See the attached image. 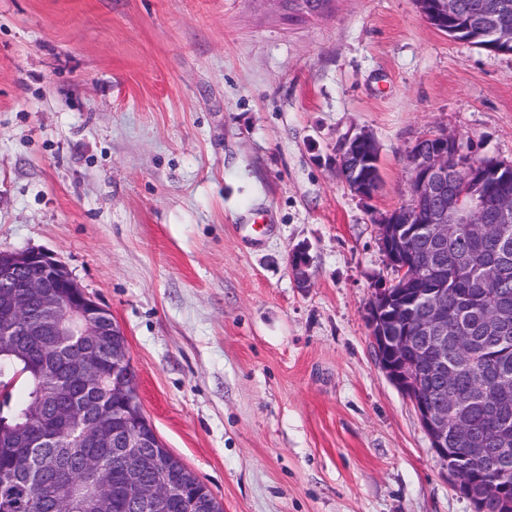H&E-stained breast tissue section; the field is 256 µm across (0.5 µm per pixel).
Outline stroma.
I'll return each mask as SVG.
<instances>
[{
    "label": "stroma",
    "mask_w": 512,
    "mask_h": 512,
    "mask_svg": "<svg viewBox=\"0 0 512 512\" xmlns=\"http://www.w3.org/2000/svg\"><path fill=\"white\" fill-rule=\"evenodd\" d=\"M371 132V199L337 172ZM443 130L512 162V54L414 0H0V249L123 331L145 416L224 512H473L368 323L378 219ZM309 258L299 287L290 258Z\"/></svg>",
    "instance_id": "stroma-1"
}]
</instances>
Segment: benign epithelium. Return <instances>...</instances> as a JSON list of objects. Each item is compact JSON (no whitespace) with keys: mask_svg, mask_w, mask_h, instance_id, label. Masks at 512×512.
<instances>
[{"mask_svg":"<svg viewBox=\"0 0 512 512\" xmlns=\"http://www.w3.org/2000/svg\"><path fill=\"white\" fill-rule=\"evenodd\" d=\"M422 17L442 32L448 20L459 12L458 0H416ZM477 24L495 43L512 46V5L507 0H483ZM424 149L415 143L408 155L412 171L410 201L394 208L379 220V243L396 276L378 289L368 308V320L378 362L391 382L413 403L433 452L443 460L458 492L484 512L479 489L480 477L495 473L506 505L512 508V385L501 368L487 370L484 379L465 393L444 395L447 380L456 367L480 352L512 340V303L493 291L497 305L480 327L463 322L448 301V282L443 256L448 237L456 224H496L512 210V196L488 192L464 201L468 187L489 176L487 163L465 152L460 138L445 131L425 137ZM463 157L450 169L448 160ZM338 171L355 194L371 198L380 190L379 147L375 137L361 131L341 144ZM427 203L423 217L417 205ZM296 280L308 279V260L298 253L291 260ZM512 256L507 249L495 251L486 268L488 277L498 282L509 273ZM413 283L412 295L397 306L383 325L381 313L399 281ZM0 283L9 289L0 305V341L25 346V337L40 336L45 345L71 360L77 367L82 388L70 380L46 382L42 394L65 408L67 441L47 438L32 427L14 435V442L27 448H63L72 453L81 448L111 446L128 456L125 476L85 458L89 467H98L97 493L87 498L89 512H108L110 503L124 497L143 512H169L173 490L199 483L190 470L160 467L162 456L152 424L143 414L135 389L136 372L130 359L126 337L112 321L110 310L98 304L70 275L53 254L40 249L0 250ZM102 336L112 337L103 358L92 355ZM455 337L453 358H448V337ZM497 391L492 401V434L502 439L500 448H450L448 434L467 433L468 405L485 398L487 383ZM122 397L110 405L108 393ZM62 455L39 454L29 470L28 482L44 483L61 464Z\"/></svg>","mask_w":512,"mask_h":512,"instance_id":"benign-epithelium-1","label":"benign epithelium"}]
</instances>
